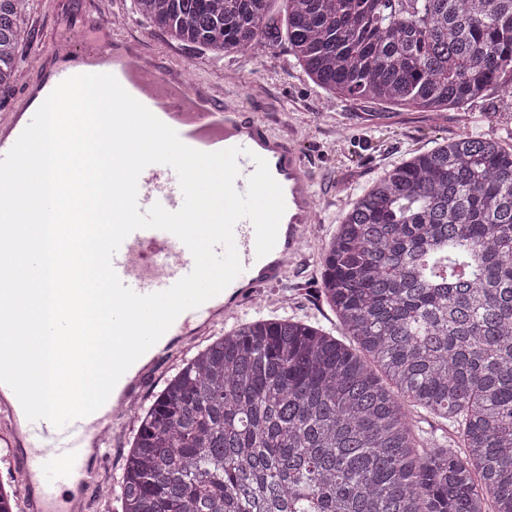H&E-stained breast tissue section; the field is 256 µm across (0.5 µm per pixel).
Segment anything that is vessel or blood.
Returning a JSON list of instances; mask_svg holds the SVG:
<instances>
[{
	"label": "vessel or blood",
	"instance_id": "b4317fda",
	"mask_svg": "<svg viewBox=\"0 0 512 512\" xmlns=\"http://www.w3.org/2000/svg\"><path fill=\"white\" fill-rule=\"evenodd\" d=\"M41 58L46 65L28 80L20 103L0 112V157L33 118L40 93H51L77 74L110 73L187 146L205 152L240 148L235 181L239 193L248 189L255 157L264 158L286 204L276 245L264 257L256 255L252 222L236 223L233 237L242 273L220 294L176 318L162 342L136 361L135 375L120 378L117 399L59 429L45 419L28 420L17 396L0 390V445L7 448L9 465L19 477L24 512H89L90 494L100 482L112 445V430L129 421L127 400L140 398L158 363L177 346L216 322L235 318L261 289L282 281L289 261L298 256L301 239L317 221V194L307 156L292 136L273 132L255 120L247 104L229 105L206 83L188 82L182 69L148 55L136 39L97 22L76 36L50 40ZM157 203L170 211L183 204L176 172L162 164L147 166L138 180L140 211ZM112 267L125 286L147 295L166 290L189 274L194 258L174 234L139 229L124 239Z\"/></svg>",
	"mask_w": 512,
	"mask_h": 512
}]
</instances>
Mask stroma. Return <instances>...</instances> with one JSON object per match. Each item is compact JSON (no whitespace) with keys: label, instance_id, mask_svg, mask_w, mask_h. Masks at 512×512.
<instances>
[{"label":"stroma","instance_id":"stroma-1","mask_svg":"<svg viewBox=\"0 0 512 512\" xmlns=\"http://www.w3.org/2000/svg\"><path fill=\"white\" fill-rule=\"evenodd\" d=\"M116 8L127 16L125 34L139 39L145 51L166 56L185 69L189 79L208 81L225 95L254 101L258 119L270 122L274 131L293 133L311 157L316 189L323 200L318 222L307 234L302 256L289 265L286 279L275 290L273 305L255 303L241 311V321L296 319L336 331V319L319 295V260L353 195L413 151L433 148L466 132L493 134L512 144V107L501 104L489 112L478 104L465 111L422 112L366 100L339 99L331 104L326 92L296 65L287 45L276 47L261 65L242 52L218 56L200 46L172 41L136 12L134 0H31L23 17L16 77L0 87V108L16 102L48 37L77 34L95 17ZM229 329L225 322L212 327L195 338L193 348L205 346ZM193 348L160 363L144 405H151L165 380L178 371ZM134 433L129 426L115 439L94 494L96 512H114L116 508L112 485L122 476Z\"/></svg>","mask_w":512,"mask_h":512}]
</instances>
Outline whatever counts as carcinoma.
Returning <instances> with one entry per match:
<instances>
[{"label":"carcinoma","mask_w":512,"mask_h":512,"mask_svg":"<svg viewBox=\"0 0 512 512\" xmlns=\"http://www.w3.org/2000/svg\"><path fill=\"white\" fill-rule=\"evenodd\" d=\"M272 2L136 9L215 54L285 39L331 99L512 94V0H283L282 19ZM26 9L0 0V87ZM320 264L355 347L293 319L210 341L138 410L121 512H512V150L464 133L412 153L356 195Z\"/></svg>","instance_id":"carcinoma-1"}]
</instances>
